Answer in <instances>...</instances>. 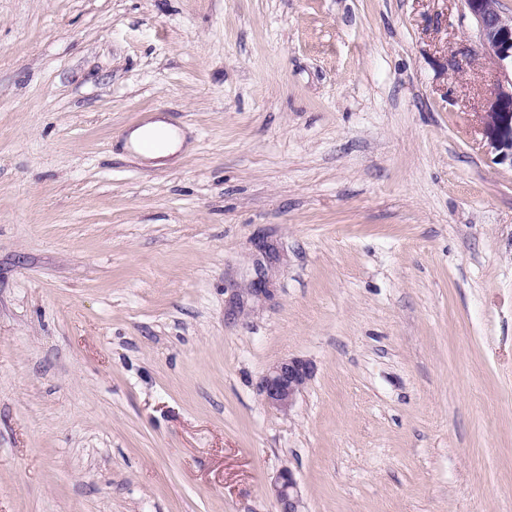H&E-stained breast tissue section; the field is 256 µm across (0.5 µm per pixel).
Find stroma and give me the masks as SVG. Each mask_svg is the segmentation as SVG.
<instances>
[{
	"mask_svg": "<svg viewBox=\"0 0 512 512\" xmlns=\"http://www.w3.org/2000/svg\"><path fill=\"white\" fill-rule=\"evenodd\" d=\"M510 79L461 0H0V512H512ZM509 86L501 85L487 103L485 125L497 148L502 150V160L512 164V79ZM170 127L165 121H155L131 131L128 139L137 147L138 152L144 159L152 161L165 159L178 151L184 142L183 139L174 137ZM168 134L170 136L169 142ZM151 137H159L162 142L161 147L154 150L143 149L141 147L143 142ZM314 374V365L301 357H288L274 363L260 381L259 390L272 410L289 414ZM277 504V512H303L298 483L290 468L282 469L270 486Z\"/></svg>",
	"mask_w": 512,
	"mask_h": 512,
	"instance_id": "stroma-1",
	"label": "stroma"
}]
</instances>
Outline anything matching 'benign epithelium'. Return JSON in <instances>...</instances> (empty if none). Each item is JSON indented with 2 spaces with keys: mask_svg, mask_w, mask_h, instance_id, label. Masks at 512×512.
<instances>
[{
  "mask_svg": "<svg viewBox=\"0 0 512 512\" xmlns=\"http://www.w3.org/2000/svg\"><path fill=\"white\" fill-rule=\"evenodd\" d=\"M474 20L479 41L486 52L496 57L501 66L512 67V15L498 6V0H462ZM486 130L502 160L512 162V82L501 85L487 103ZM314 374V365L301 357H288L274 363L260 381L259 390L272 410L288 414ZM277 512H302L301 496L293 471L282 469L270 486Z\"/></svg>",
  "mask_w": 512,
  "mask_h": 512,
  "instance_id": "obj_1",
  "label": "benign epithelium"
}]
</instances>
